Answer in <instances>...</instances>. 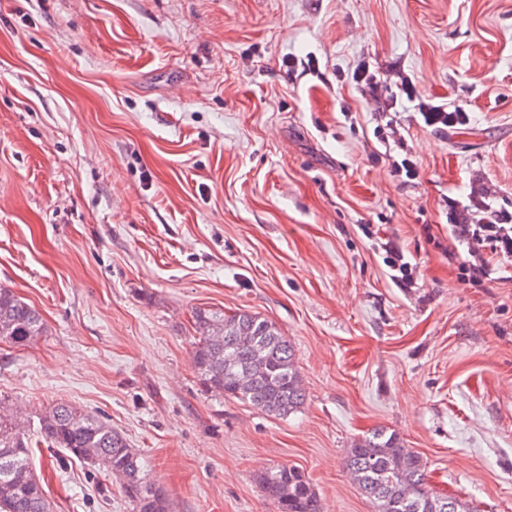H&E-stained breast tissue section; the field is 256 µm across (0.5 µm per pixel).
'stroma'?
<instances>
[{"mask_svg": "<svg viewBox=\"0 0 512 512\" xmlns=\"http://www.w3.org/2000/svg\"><path fill=\"white\" fill-rule=\"evenodd\" d=\"M452 198L512 215V0H0V287L45 326L0 340V405L101 417L172 512H275L277 465L374 512L345 462L381 427L512 512V278L468 281ZM203 308L288 338L296 411L201 392ZM31 465L51 512H132L47 442ZM425 120L429 125L442 124L446 127L454 126L465 119V114L459 110L448 112L442 106H432L424 111Z\"/></svg>", "mask_w": 512, "mask_h": 512, "instance_id": "35a3bbf8", "label": "stroma"}]
</instances>
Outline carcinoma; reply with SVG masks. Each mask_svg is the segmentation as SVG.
<instances>
[{
	"instance_id": "cac0c4a2",
	"label": "carcinoma",
	"mask_w": 512,
	"mask_h": 512,
	"mask_svg": "<svg viewBox=\"0 0 512 512\" xmlns=\"http://www.w3.org/2000/svg\"><path fill=\"white\" fill-rule=\"evenodd\" d=\"M195 322L199 339L192 360L201 392H218L280 417L300 407L304 389L293 347L271 321L247 311L202 309ZM43 332L38 311L0 288V340L25 347ZM36 433L69 458L116 478L132 512H168L163 490L146 478L141 454L107 422L58 404L44 412ZM31 436L15 417L0 416V512H50L32 470ZM346 467L375 512H475L436 493L422 457L394 432L376 429L364 436L348 449ZM259 485L277 512H322L316 489L297 467L266 469Z\"/></svg>"
}]
</instances>
